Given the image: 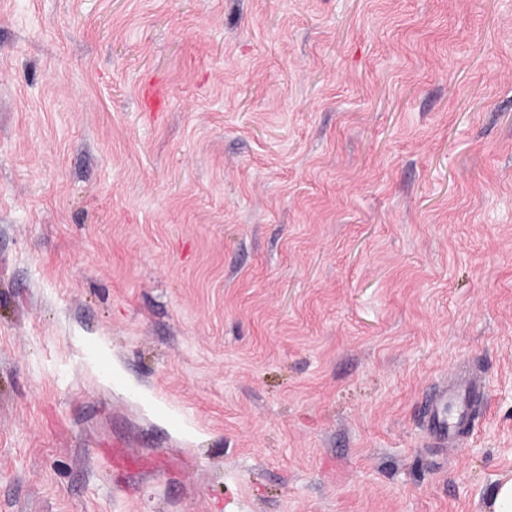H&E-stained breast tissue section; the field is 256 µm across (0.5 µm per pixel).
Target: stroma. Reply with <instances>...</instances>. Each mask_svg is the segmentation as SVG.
Segmentation results:
<instances>
[{
    "label": "stroma",
    "mask_w": 512,
    "mask_h": 512,
    "mask_svg": "<svg viewBox=\"0 0 512 512\" xmlns=\"http://www.w3.org/2000/svg\"><path fill=\"white\" fill-rule=\"evenodd\" d=\"M509 478L512 0H0V512ZM483 387L479 375L464 376L445 384L426 416V430L440 448L459 446L460 425L466 420L468 410L466 396Z\"/></svg>",
    "instance_id": "35a3bbf8"
}]
</instances>
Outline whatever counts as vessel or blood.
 I'll return each mask as SVG.
<instances>
[{
  "label": "vessel or blood",
  "instance_id": "b4317fda",
  "mask_svg": "<svg viewBox=\"0 0 512 512\" xmlns=\"http://www.w3.org/2000/svg\"><path fill=\"white\" fill-rule=\"evenodd\" d=\"M482 387L481 376L469 375L445 385L438 394L426 416V430L439 447H458L460 425L468 416L466 397Z\"/></svg>",
  "mask_w": 512,
  "mask_h": 512
}]
</instances>
